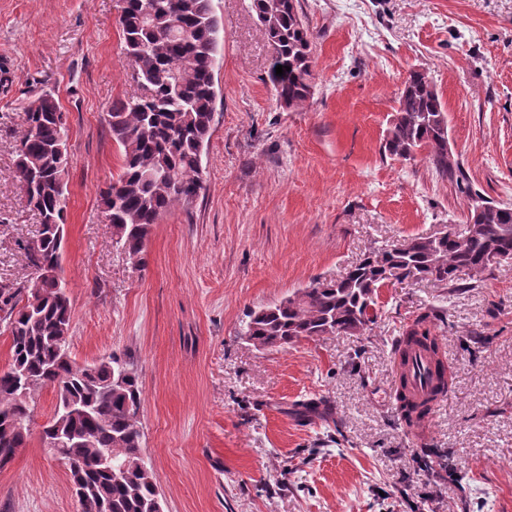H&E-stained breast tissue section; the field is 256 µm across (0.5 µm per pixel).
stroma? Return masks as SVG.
<instances>
[{
    "mask_svg": "<svg viewBox=\"0 0 512 512\" xmlns=\"http://www.w3.org/2000/svg\"><path fill=\"white\" fill-rule=\"evenodd\" d=\"M250 0L223 27L204 189L154 224L147 267L115 243L101 195L121 173L106 114L139 94L118 0H0V282L33 276L38 219L15 174L26 99L52 90L69 128L61 275L69 354L115 353L142 388L144 455L164 512H512V260L481 287L380 289L363 335L259 349L251 311L341 278L366 253L462 227L467 207L424 152L382 145L410 70L427 71L476 190L512 206V0H299L313 93L280 105ZM436 310L455 364L420 429L391 393L393 341ZM0 512H80L39 438L0 469Z\"/></svg>",
    "mask_w": 512,
    "mask_h": 512,
    "instance_id": "35a3bbf8",
    "label": "stroma"
}]
</instances>
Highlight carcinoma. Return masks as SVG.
I'll return each mask as SVG.
<instances>
[{
	"instance_id": "obj_1",
	"label": "carcinoma",
	"mask_w": 512,
	"mask_h": 512,
	"mask_svg": "<svg viewBox=\"0 0 512 512\" xmlns=\"http://www.w3.org/2000/svg\"><path fill=\"white\" fill-rule=\"evenodd\" d=\"M272 47L268 71L278 101L288 108L312 94L311 35L297 0H250ZM121 38L143 92L112 104L107 122L122 147V172L102 195L117 243L137 268L146 265L153 224L177 204H188L203 189L201 156L210 137L216 92L215 62L222 40L211 0H124ZM290 67L284 75L276 66ZM25 132L16 149V174L26 203L40 218L39 235L27 246L31 266H60L64 239L68 165L65 113L51 90L23 107ZM426 151L431 169L466 203V224L444 238L413 237L374 250L346 274L317 282L249 315L244 336L262 349L342 333L365 334L374 321L378 291L390 279L433 280L449 291L479 288L490 270L489 256L512 259V207L480 195L448 151V122L428 75L409 73L397 98L384 151L412 159ZM469 281L460 282V273ZM72 305L59 277H32L27 284L0 283V322L10 337L9 367L0 371V469L33 435L35 395H56L51 417L41 426L46 442L54 431L70 437L57 456L74 460L70 472L81 512H157L159 491L143 454L138 375L121 356L80 364L67 354ZM435 311L422 313L395 344L405 363L410 345L438 359L431 326ZM24 371L32 386L21 392L14 373ZM399 400L405 420L421 425L425 405L412 402L406 388Z\"/></svg>"
}]
</instances>
